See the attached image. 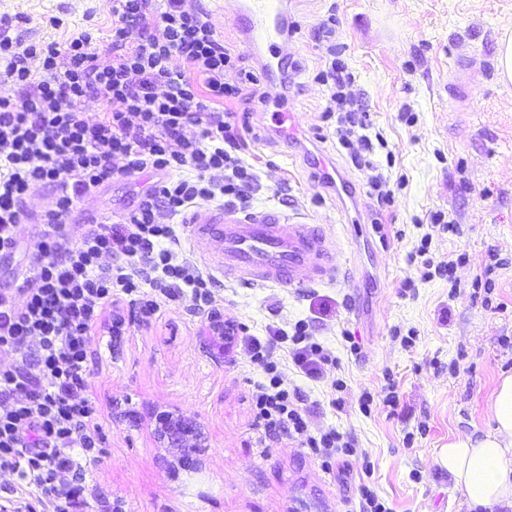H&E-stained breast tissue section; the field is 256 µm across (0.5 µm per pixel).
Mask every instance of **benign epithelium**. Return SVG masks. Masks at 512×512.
Wrapping results in <instances>:
<instances>
[{"instance_id":"benign-epithelium-1","label":"benign epithelium","mask_w":512,"mask_h":512,"mask_svg":"<svg viewBox=\"0 0 512 512\" xmlns=\"http://www.w3.org/2000/svg\"><path fill=\"white\" fill-rule=\"evenodd\" d=\"M203 338L217 346L219 351H224V321L218 315L208 317ZM154 434L160 447L168 449L176 459L193 461L197 468L204 465L209 448L208 437L197 420L175 411L162 412L156 416Z\"/></svg>"}]
</instances>
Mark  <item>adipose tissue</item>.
<instances>
[{"instance_id":"ef3b65f1","label":"adipose tissue","mask_w":512,"mask_h":512,"mask_svg":"<svg viewBox=\"0 0 512 512\" xmlns=\"http://www.w3.org/2000/svg\"><path fill=\"white\" fill-rule=\"evenodd\" d=\"M488 410V433L458 435L437 455L474 512L495 504L512 508V373L500 376Z\"/></svg>"}]
</instances>
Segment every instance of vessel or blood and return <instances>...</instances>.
<instances>
[{"instance_id": "b4317fda", "label": "vessel or blood", "mask_w": 512, "mask_h": 512, "mask_svg": "<svg viewBox=\"0 0 512 512\" xmlns=\"http://www.w3.org/2000/svg\"><path fill=\"white\" fill-rule=\"evenodd\" d=\"M249 22L245 38L267 48L275 59L287 57L284 36L287 16L281 0H242ZM192 223L206 225L224 253V274L245 285L277 284L288 287L320 280L330 271L329 246L321 225L291 221L283 211L264 209L220 215L197 212Z\"/></svg>"}]
</instances>
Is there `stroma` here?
<instances>
[{
  "instance_id": "1",
  "label": "stroma",
  "mask_w": 512,
  "mask_h": 512,
  "mask_svg": "<svg viewBox=\"0 0 512 512\" xmlns=\"http://www.w3.org/2000/svg\"><path fill=\"white\" fill-rule=\"evenodd\" d=\"M223 4L220 12L207 0L197 6L238 67L261 81L256 96L232 105L249 120L239 155L258 175L252 207L321 224L341 274L301 287L240 284L225 278L219 242L188 223L176 251L213 276L225 322L258 336L308 322L337 363L318 381L287 370V382L299 390L311 430L336 429L365 454L325 469L298 439L266 434L250 409L259 370L237 346L219 351L204 341L208 314L190 299L151 312L126 304L121 333H112L106 312L87 342V395L103 436L102 459L86 481L88 512H359L367 457L392 512H468L436 455L449 438L490 430L488 400L500 375L512 373V84L501 82L496 62L512 0H288V78L245 40L238 0ZM4 16L11 37L60 40L90 23L109 27L112 0H0ZM48 16L63 27L46 26ZM460 51L471 67L456 98L449 89ZM333 54L354 77V105L370 115L367 136L387 142L372 157L379 173L407 178L392 208L378 205L368 170L354 167L335 121L323 118L330 90L314 75ZM282 111L292 113L299 141L282 137ZM317 155L342 184L327 182ZM155 180L115 176L76 203L66 233L79 238L89 211L120 221ZM437 213L455 232L432 224ZM425 235L431 263L454 261L451 278H423L422 265L410 262ZM36 249L26 231L14 252L0 251V291L19 306L21 271ZM409 278L414 288H405ZM337 379L345 383L339 392L331 388ZM390 384L397 406L363 415L360 395ZM118 401L139 412L137 429L113 419ZM158 409L203 424L204 467L173 468L148 424Z\"/></svg>"
}]
</instances>
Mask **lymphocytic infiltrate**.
<instances>
[{"instance_id": "1", "label": "lymphocytic infiltrate", "mask_w": 512, "mask_h": 512, "mask_svg": "<svg viewBox=\"0 0 512 512\" xmlns=\"http://www.w3.org/2000/svg\"><path fill=\"white\" fill-rule=\"evenodd\" d=\"M112 45L102 62L99 47ZM180 56L182 68L171 67ZM0 250L15 249L28 221L25 204L35 186L53 185L54 208L37 218L39 249L27 263L30 286L24 305L0 292V349L20 357L0 370V473L13 479L8 512H86L87 467L101 456L84 396L86 343L103 310L119 295L142 286L170 301L183 287L196 309L213 302L211 279L175 263L174 221L198 201L248 206L258 186L253 168L239 158L240 140L229 120L231 102L245 96L253 74L230 79L236 61L206 15L184 0H112V25L89 24L59 41L22 43L0 31ZM330 82L329 111L336 134L351 146L366 128L346 92L352 75L339 62L318 72ZM99 98L102 115H85V98ZM201 138L187 136L188 127ZM122 158L115 168L114 158ZM158 174L121 222L89 225L70 239L63 223L76 202L116 173ZM290 339L288 357L298 372L319 380L330 361L304 322L292 336L275 331L239 343L266 379L252 392L251 407L266 428L301 437L323 464L354 456V439L330 429L311 434L274 360V342Z\"/></svg>"}]
</instances>
